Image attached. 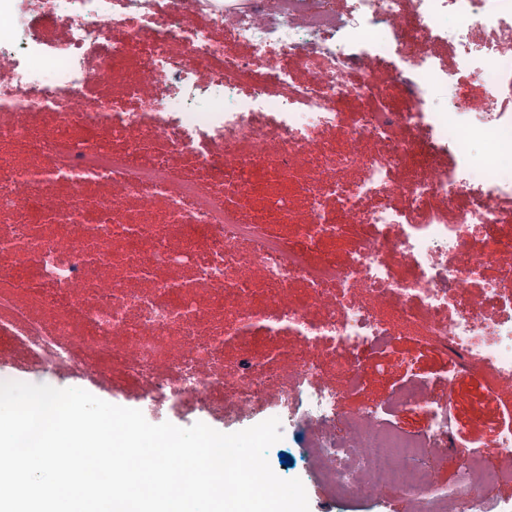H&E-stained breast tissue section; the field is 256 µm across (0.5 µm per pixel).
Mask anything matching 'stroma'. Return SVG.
<instances>
[{"label":"stroma","instance_id":"stroma-1","mask_svg":"<svg viewBox=\"0 0 512 512\" xmlns=\"http://www.w3.org/2000/svg\"><path fill=\"white\" fill-rule=\"evenodd\" d=\"M102 63L103 59L99 56L91 58L88 62V68L94 72L95 78L85 98L67 103L60 112H32L15 116V123L25 127L29 133L52 137L69 126L71 114L100 112L99 106L104 102L112 103L117 111L130 112L139 106L138 93H158L159 85L151 79L144 68L140 52L128 54L124 63L127 82L123 85H114L98 78L97 73ZM281 69L288 70L298 83L308 81L313 75L310 60L277 50L269 61L254 70L251 79L265 84L272 95L281 96L286 94L287 88L274 78L275 73ZM381 69L389 74V79L382 88L369 95L338 104V123L334 129L323 134L327 153L336 152L342 141L354 137L358 138L361 149L367 153L375 156L384 153L385 148L382 144L356 134L358 113L369 112L382 106L402 111L409 105L405 84L399 78L390 75L389 64H382ZM100 114L101 117L92 132L94 141L114 145H122L129 140L139 143L140 148L135 154V159L142 163L162 160L176 169L187 172L199 167L198 156L172 151L167 141L154 136L149 122H142L138 128L127 134L113 122L111 113ZM229 151L235 156L246 154L251 158L250 163L229 166L224 179L227 191L233 192L234 202L244 218L255 224H268L271 233L286 238H293L302 233L304 224L309 223L311 219L309 200L301 196L295 197L291 203L288 220L279 224H269V191L262 170V163L267 159L266 154L258 153L250 142L235 145ZM47 191L56 196L78 197L84 201L99 196L110 197L114 214L128 216L141 224H167L172 220L167 195L163 194L146 202L131 195L126 185L117 181H91L81 186L60 182L48 185ZM405 203L406 199L402 193L389 190L359 200L354 212L351 213L345 212L341 201L335 197L324 200L323 210L328 221L350 222L370 210L379 207H401ZM227 267L235 279L245 282L248 288H251L253 294L252 301L248 303L241 302L237 296H227L228 313L224 322L234 326L238 324L241 315H252L262 311L265 298L274 294L275 288L262 266L250 258L247 246L235 248L227 261ZM412 378H419L427 383L433 400L451 401L460 429L456 442L469 451L468 456L456 455L449 459L441 454H434L429 477L435 488L444 490L456 486L465 465L475 464L491 469L501 464V457L479 454L478 449L494 440L504 414L512 415V383L499 381L490 374L476 370L465 371L454 355L443 354L436 348L431 337L408 336L388 354L363 355L362 378L356 388L346 389L339 366L329 360H325L316 380L320 384L333 385L345 392L342 408L336 420V434L342 437L353 432L355 421L359 420L371 406L384 403ZM306 493L309 512H382L386 499L390 496L398 498L401 512H412L409 493L396 487H385L344 498L335 492L331 484L314 481L307 483Z\"/></svg>","mask_w":512,"mask_h":512}]
</instances>
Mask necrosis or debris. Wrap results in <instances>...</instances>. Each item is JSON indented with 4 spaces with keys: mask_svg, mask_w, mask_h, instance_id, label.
I'll return each instance as SVG.
<instances>
[{
    "mask_svg": "<svg viewBox=\"0 0 512 512\" xmlns=\"http://www.w3.org/2000/svg\"><path fill=\"white\" fill-rule=\"evenodd\" d=\"M191 5L195 12L211 15V26L188 29L177 0H170L164 11L158 0H0V62L9 64L11 71L10 80L0 82V111H57L64 102L87 93L93 80L88 60L104 44L112 46V63L103 72L109 80L116 76L115 62L137 47L162 93L142 100L136 112L115 113L123 127L138 126L145 117L160 137H171V127H179V136L171 137L173 150L196 154L206 144L245 141L253 132L255 113H268L274 125L267 137L277 157L266 170L269 183L292 191L298 188L288 152L301 149L318 161V178L303 188L313 203L328 194L347 205L391 188L393 170L407 162V144L395 137V130H422L455 162L448 170L403 185L409 204L465 195L471 205L453 215L431 209L423 223L413 225L407 224L401 210L367 214V223L384 228L407 224L395 248L413 260L417 273L404 278L383 260L382 243L366 237L361 225L332 224L319 211L313 224L292 241L242 220L234 203L214 188L225 177L227 156L203 158L202 174L181 175L165 164L134 163L137 144L121 148L90 144L86 126L69 131L61 140L35 139L17 128L10 135L25 141L27 157L0 168V214L23 213L35 221L1 224L0 251L35 245L37 273L15 277L10 288L0 289V302L13 307L9 317L0 318V340L18 344L32 378L63 376L72 388L81 387L83 380L80 346L95 342L104 378H111L119 367L141 383L138 408L149 421L186 410L221 424L226 419L224 405L231 402L234 421L245 422L253 416L250 392L276 385L277 394L264 416L279 419L280 447H291L295 430L320 427L321 435L308 452L310 476L331 482L340 495L396 486L411 493L413 512H461L468 501L476 512H512L511 499L488 503L480 495L482 485L512 482V425L500 427L496 434V444L506 457L503 465L483 473L466 471L452 491L431 493L424 466L431 456L428 440H446L456 431L451 408L433 401L424 382L407 385L387 403L372 406L358 421L356 437L339 439L334 428L343 393L314 382L320 360L297 365L288 382L272 367L282 353L273 347L264 356L234 360L237 377L228 380L224 346L230 336L222 323L226 293L243 301L251 298L250 288L234 280L224 266L238 243L249 242L254 258L276 285L285 288L297 282L303 294L289 304L270 301L260 319L240 320V331L259 330L269 337L285 331L308 346L322 339L347 349L352 357L341 370L347 381H355L359 375L355 351H385L401 340L379 315L351 300L353 286L361 282L381 305L435 337L443 350L479 363L496 379L512 380V290L502 287L512 281V219L494 205L497 198L512 195V106L496 93L500 76L512 74V0H349L345 11L336 13L316 9L311 0H247L246 8L236 12L225 10L222 0H191ZM403 9L411 12L416 25L402 36L418 42L435 36L454 52L458 73L484 86L479 110H470L457 96L453 79L434 56L424 51L396 54L400 35L391 32L390 25ZM162 12L168 19L159 41L142 44V29L155 24ZM128 16L138 19L139 28L131 30L124 42L112 43L113 28ZM36 17L65 23L67 39L46 45L31 25ZM218 29L229 31L236 43L248 48V55L230 54L214 37ZM185 33L193 57L189 63L162 47L163 40ZM359 45L378 59L399 56L410 104L401 113L387 108L359 113L360 132L385 143L384 156L363 154L352 145L327 156L322 135L337 123L335 102L365 91L351 78L362 63L355 52ZM277 46L312 57L316 65L310 80L278 97L249 80L253 69L268 60ZM201 64L210 69L204 81L197 78ZM63 147L68 157L44 167L43 158L58 156ZM336 166L360 169L362 175L353 185H343L326 176ZM105 177L125 182L146 201L178 183L170 209L177 214L191 207L192 223L120 224L107 197L83 205L38 190L20 203L10 193L18 183L38 188ZM82 221L88 224L84 239L62 246L59 227ZM470 239L477 254L498 258L499 279L483 285L487 300L497 308L491 318L468 303L465 286L481 276L477 255L463 251ZM318 246L345 249L347 257L315 260L312 252ZM456 252L460 260L449 264V254ZM92 264L112 268L128 280V287L108 296L92 289L80 296L70 292L69 282L82 277ZM174 268L188 271V278L170 277ZM142 279L153 281V288H136V281ZM199 281L218 286L208 299L217 320L212 336L195 333L194 285ZM325 294L335 300L339 315L318 326L309 323L307 311ZM31 307L42 310L43 323L29 320ZM125 338L140 351L138 361L130 365L120 350ZM177 342L191 343L193 355L161 366V358ZM405 402L428 407L429 438L406 435L383 422V412Z\"/></svg>",
    "mask_w": 512,
    "mask_h": 512,
    "instance_id": "1",
    "label": "necrosis or debris"
}]
</instances>
